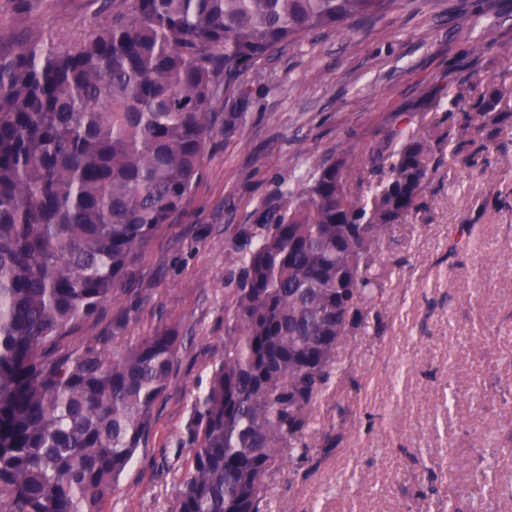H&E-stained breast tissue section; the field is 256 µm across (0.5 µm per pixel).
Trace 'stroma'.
Returning a JSON list of instances; mask_svg holds the SVG:
<instances>
[{
    "instance_id": "obj_1",
    "label": "stroma",
    "mask_w": 512,
    "mask_h": 512,
    "mask_svg": "<svg viewBox=\"0 0 512 512\" xmlns=\"http://www.w3.org/2000/svg\"><path fill=\"white\" fill-rule=\"evenodd\" d=\"M128 0H0V45L65 48L126 11ZM496 41L486 44V30ZM246 81L243 128L212 137L202 178L132 267V287L103 323L122 335L181 339L148 441L106 512H170L187 465L194 404L224 359L236 313L225 277L238 234L286 205L313 159L365 173L391 130L440 139L417 211L376 256L381 301L339 349L344 368L316 405L335 448L310 467L286 449L264 512H512V0H395L382 15L312 33ZM509 88L506 119L476 133L490 167L465 163L460 89ZM346 405L339 415L337 405Z\"/></svg>"
}]
</instances>
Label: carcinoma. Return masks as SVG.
Instances as JSON below:
<instances>
[{"label":"carcinoma","instance_id":"obj_1","mask_svg":"<svg viewBox=\"0 0 512 512\" xmlns=\"http://www.w3.org/2000/svg\"><path fill=\"white\" fill-rule=\"evenodd\" d=\"M65 50L0 47V512H105L171 388L179 337L83 336L201 176L208 141L243 127L246 75L281 46L393 0H130ZM478 94L466 133L504 117ZM234 102L222 111L220 104ZM367 204L338 159L313 160L288 212L241 234L225 286L237 323L189 428L173 512H264L285 447L331 432L314 410L338 349L367 328L387 234L418 208L425 142L394 127Z\"/></svg>","mask_w":512,"mask_h":512}]
</instances>
